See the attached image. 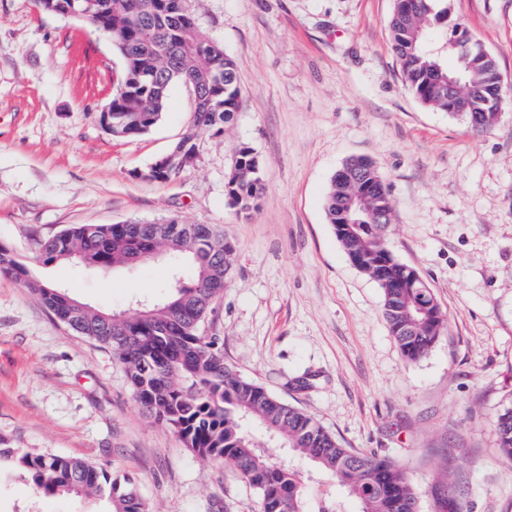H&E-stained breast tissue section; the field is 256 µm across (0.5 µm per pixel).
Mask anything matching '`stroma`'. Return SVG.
Listing matches in <instances>:
<instances>
[{
	"mask_svg": "<svg viewBox=\"0 0 512 512\" xmlns=\"http://www.w3.org/2000/svg\"><path fill=\"white\" fill-rule=\"evenodd\" d=\"M200 34L237 65L243 105L167 181L144 173L191 126L174 84L135 137L100 122L124 70L86 19L0 0V243L79 302L135 312L164 300L171 258L102 272L43 263L36 241L75 224L159 221L223 228L237 248L210 317L224 357L342 446L395 459L419 512H512V461L492 422L512 399V101L487 132L421 105L390 49L393 0H184ZM512 81V0H448ZM260 159L249 215L225 201L236 148ZM351 157L375 163L393 202L391 248L432 288L447 326L406 361L377 284L344 254L325 213ZM0 442L134 476L153 512H259L233 470L146 419L111 350L55 319L0 275ZM98 499L0 480V512H106Z\"/></svg>",
	"mask_w": 512,
	"mask_h": 512,
	"instance_id": "stroma-1",
	"label": "stroma"
}]
</instances>
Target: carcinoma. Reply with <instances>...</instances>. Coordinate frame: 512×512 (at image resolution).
Instances as JSON below:
<instances>
[{
	"mask_svg": "<svg viewBox=\"0 0 512 512\" xmlns=\"http://www.w3.org/2000/svg\"><path fill=\"white\" fill-rule=\"evenodd\" d=\"M39 10L64 16L88 13L97 31L109 38L124 59V74L103 111L112 114V135L123 138L149 131L161 119L169 90L182 83L193 91V124L179 140L186 153L196 152L199 134L234 122L242 107L235 61L224 49L203 39L183 0H36ZM448 27V0H394L390 20L392 51L408 89L425 107L449 112L448 82L464 67L462 97L452 114L471 122L470 113L487 120L475 133L487 131L497 112L498 66L478 43L460 59L453 44L467 30L451 26L437 53L429 42L433 30ZM453 66H448V59ZM263 193L261 163L242 143L225 184L227 205L239 214L257 207ZM364 196V186L344 169L336 171L326 195L328 223L339 226L336 239L357 269L383 294V313L402 356L416 362L427 355L446 327L434 292L417 276V287L394 288L407 274L395 262L389 275L375 272L378 258L391 254L386 224L374 222L378 212L393 211L383 184L369 189L357 209L356 224H341L351 199ZM44 262L78 260L101 271L132 266L158 254L175 261L176 286L164 302L114 321V314L94 308L79 310L65 291L33 277L9 246L0 244V274L38 295L60 322H76L82 335L107 347L122 363L134 399L144 414L174 430L195 455L234 468L259 498L260 512H414L416 497L408 475L395 460L343 447L308 412L291 406L255 381L243 377L226 360L217 337L203 335L205 321L224 292L236 253L235 243L210 224H187L180 217L166 224H79L37 242ZM276 439L295 456L309 461L324 490L310 499L304 476L291 462L269 454L254 429ZM502 458L512 460V401L493 422ZM8 467L30 481L38 492L93 496L106 500L108 512H152L132 502L136 480L82 460L24 448H0V469Z\"/></svg>",
	"mask_w": 512,
	"mask_h": 512,
	"instance_id": "carcinoma-1",
	"label": "carcinoma"
}]
</instances>
